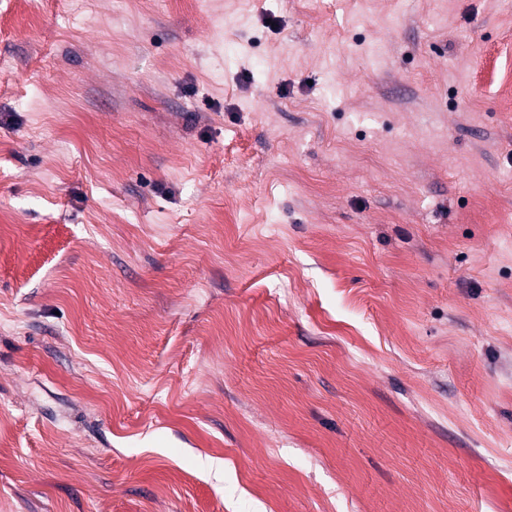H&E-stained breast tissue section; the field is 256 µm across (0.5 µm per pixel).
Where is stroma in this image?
<instances>
[{
  "label": "stroma",
  "instance_id": "35a3bbf8",
  "mask_svg": "<svg viewBox=\"0 0 512 512\" xmlns=\"http://www.w3.org/2000/svg\"><path fill=\"white\" fill-rule=\"evenodd\" d=\"M512 0H0V512H512Z\"/></svg>",
  "mask_w": 512,
  "mask_h": 512
}]
</instances>
